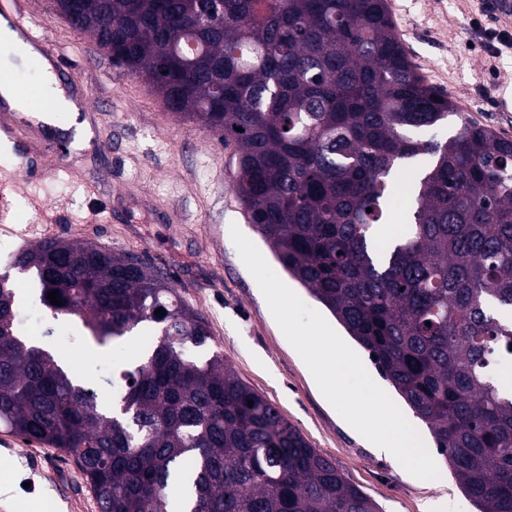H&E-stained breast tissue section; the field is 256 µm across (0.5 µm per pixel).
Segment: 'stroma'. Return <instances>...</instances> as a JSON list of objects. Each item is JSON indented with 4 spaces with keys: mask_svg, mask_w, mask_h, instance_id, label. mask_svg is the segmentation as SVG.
I'll list each match as a JSON object with an SVG mask.
<instances>
[{
    "mask_svg": "<svg viewBox=\"0 0 512 512\" xmlns=\"http://www.w3.org/2000/svg\"><path fill=\"white\" fill-rule=\"evenodd\" d=\"M49 40L77 69L92 109L86 145L69 143L26 168L22 145L0 140V189L8 225H34L32 242L80 240L143 256L161 269L183 299L208 321L210 350H221L241 379L276 405L309 444L331 459L382 512H422L443 501L446 512H476L444 456L439 476L412 478L351 427L330 405L286 339L230 235L231 226L259 249L281 280L289 275L248 223L233 189V152L195 122L168 112L152 86L112 63L96 42L72 28L53 0H27ZM397 32L425 82L447 94L458 114L422 131L425 139L454 135L462 121L512 140V49L489 61L487 39L475 27V0H386ZM499 74L491 76L489 64ZM20 308L38 318L24 326L35 336L57 322L54 345L69 366L112 400V367L142 349L138 333L97 351L81 326L53 319L34 297ZM0 512H99L87 482L65 453L0 431Z\"/></svg>",
    "mask_w": 512,
    "mask_h": 512,
    "instance_id": "35a3bbf8",
    "label": "stroma"
}]
</instances>
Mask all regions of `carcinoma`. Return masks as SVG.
Returning a JSON list of instances; mask_svg holds the SVG:
<instances>
[{
  "instance_id": "obj_1",
  "label": "carcinoma",
  "mask_w": 512,
  "mask_h": 512,
  "mask_svg": "<svg viewBox=\"0 0 512 512\" xmlns=\"http://www.w3.org/2000/svg\"><path fill=\"white\" fill-rule=\"evenodd\" d=\"M73 27L234 149V188L283 269L374 358L432 433L478 512H512V140L461 119L425 83L386 0H73ZM242 131H236V128ZM404 226L385 238L399 172ZM46 240L11 265L52 318L106 349L160 337L112 367L119 410L19 328L0 278V429L74 459L100 512H381L224 355L143 257ZM58 291L63 305L47 294ZM163 309L157 315L155 310ZM254 401L247 406V401Z\"/></svg>"
}]
</instances>
